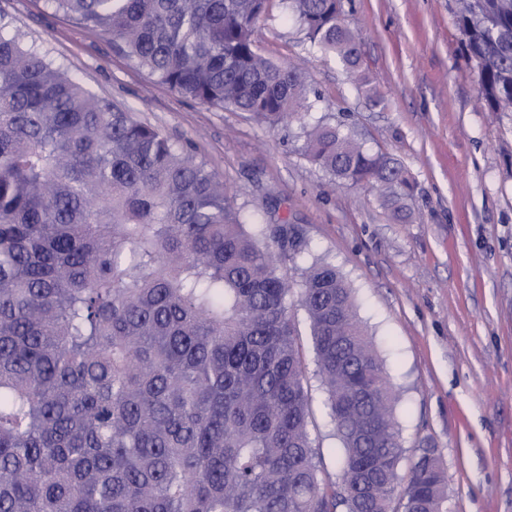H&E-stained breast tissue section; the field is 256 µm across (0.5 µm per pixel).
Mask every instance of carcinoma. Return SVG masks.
<instances>
[{
	"label": "carcinoma",
	"instance_id": "carcinoma-1",
	"mask_svg": "<svg viewBox=\"0 0 512 512\" xmlns=\"http://www.w3.org/2000/svg\"><path fill=\"white\" fill-rule=\"evenodd\" d=\"M179 95L303 125V154L372 185L397 220L390 156L303 124L302 72L264 57L268 0H46ZM360 76L342 0H283ZM493 112H512V0H457ZM158 127L0 33V512H445L440 456L405 459L397 395L335 266L261 224ZM296 277L286 280L284 263ZM342 448L327 473L292 306Z\"/></svg>",
	"mask_w": 512,
	"mask_h": 512
}]
</instances>
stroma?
I'll return each instance as SVG.
<instances>
[{
	"instance_id": "35a3bbf8",
	"label": "stroma",
	"mask_w": 512,
	"mask_h": 512,
	"mask_svg": "<svg viewBox=\"0 0 512 512\" xmlns=\"http://www.w3.org/2000/svg\"><path fill=\"white\" fill-rule=\"evenodd\" d=\"M373 106L310 44L280 0L258 22L260 51L304 70L311 110L270 128L153 80L111 38L53 14L44 0H0L5 34L190 147L257 222L303 230L311 255L342 273L398 397L406 461L436 449L448 512H512V112L488 111L468 62L455 0H343ZM339 125L395 158L414 190L395 220L376 189L333 180L301 151L302 124ZM294 317L311 433L328 473L341 443L324 408L309 323Z\"/></svg>"
}]
</instances>
